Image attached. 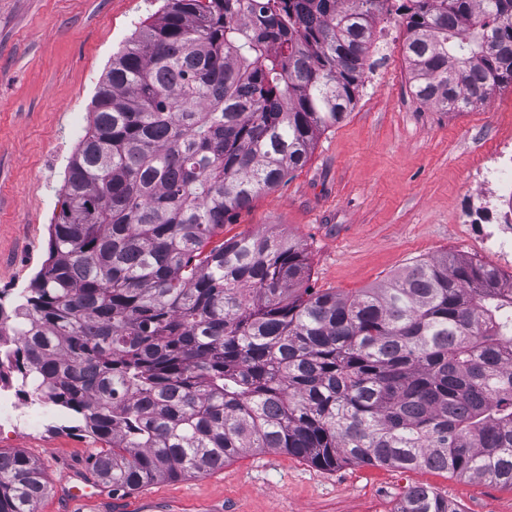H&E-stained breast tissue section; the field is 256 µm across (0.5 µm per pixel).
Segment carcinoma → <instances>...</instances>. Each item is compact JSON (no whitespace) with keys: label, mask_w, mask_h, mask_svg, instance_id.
Instances as JSON below:
<instances>
[{"label":"carcinoma","mask_w":512,"mask_h":512,"mask_svg":"<svg viewBox=\"0 0 512 512\" xmlns=\"http://www.w3.org/2000/svg\"><path fill=\"white\" fill-rule=\"evenodd\" d=\"M389 12L423 102L512 86V0H166L113 56L49 256L0 303V383L103 442L112 491L266 451L512 488V274L446 254L319 292L294 239L213 243L350 110ZM46 491L0 451V512ZM397 512L458 509L418 485Z\"/></svg>","instance_id":"cac0c4a2"}]
</instances>
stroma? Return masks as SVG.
Wrapping results in <instances>:
<instances>
[{"label":"stroma","instance_id":"35a3bbf8","mask_svg":"<svg viewBox=\"0 0 512 512\" xmlns=\"http://www.w3.org/2000/svg\"><path fill=\"white\" fill-rule=\"evenodd\" d=\"M164 0H0V292L12 297L48 257L69 158L85 135L112 57ZM406 26L377 22L364 85L346 117L317 139L307 163L236 211L225 237L272 231L300 241L315 290L349 295L416 261L446 254L512 273L496 252L507 206L485 179L512 142V87L462 112L418 99ZM101 448L51 419L0 429V450L36 459L49 483L37 512H396L409 488L430 486L458 512H512V489L429 470L322 468L285 452L249 455L198 477L160 480L69 506L61 488Z\"/></svg>","mask_w":512,"mask_h":512}]
</instances>
